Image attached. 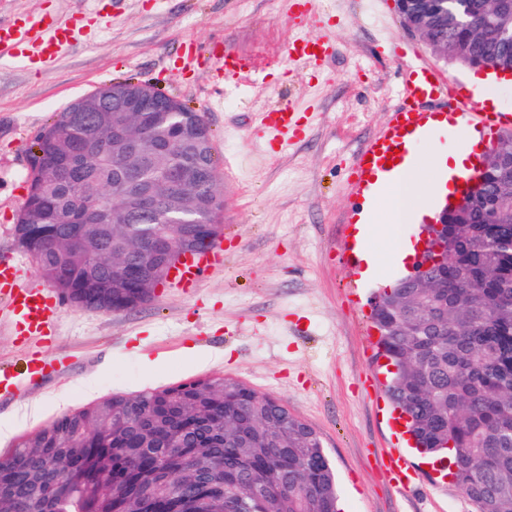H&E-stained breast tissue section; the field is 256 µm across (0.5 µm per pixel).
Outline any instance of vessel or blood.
Returning a JSON list of instances; mask_svg holds the SVG:
<instances>
[{
  "label": "vessel or blood",
  "mask_w": 512,
  "mask_h": 512,
  "mask_svg": "<svg viewBox=\"0 0 512 512\" xmlns=\"http://www.w3.org/2000/svg\"><path fill=\"white\" fill-rule=\"evenodd\" d=\"M64 30H55L48 38H41L36 28H17L0 25V55L25 53L35 48L42 57L52 56L58 44L65 40ZM410 73L402 90L404 102L387 112L386 120L379 133L367 141L358 154L356 171L349 181L352 199H361L366 191L364 182L374 163L380 162L391 145L401 143L408 127H422L436 117L443 109H451L453 117L464 126L484 129L488 126L512 128L511 112L483 111L479 100L471 94L451 96L445 73L433 66L419 53H412ZM224 263V245L216 243L210 250L200 253L184 262L176 272L177 287H196L200 278L209 270ZM17 272L13 266H0V296L7 298L20 329L30 335L46 333L55 313L49 297L33 288L16 285ZM389 470L396 477L399 489H408L412 473L410 460L401 449L391 450Z\"/></svg>",
  "instance_id": "b4317fda"
}]
</instances>
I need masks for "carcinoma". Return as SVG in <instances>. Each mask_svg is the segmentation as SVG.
<instances>
[{
  "label": "carcinoma",
  "instance_id": "1",
  "mask_svg": "<svg viewBox=\"0 0 512 512\" xmlns=\"http://www.w3.org/2000/svg\"><path fill=\"white\" fill-rule=\"evenodd\" d=\"M453 28L431 37L448 59L468 67L512 62V14L465 0ZM88 138L103 151L81 154L68 113L39 131V169L16 231L40 254L41 274L66 301L92 287L112 289V303L132 309L153 283L129 288L114 269L135 264L140 247L128 223L146 186L138 169L176 161L199 168L192 184L153 192L175 208H217L192 224L201 245L223 223L220 165L209 144L199 150L149 140L150 126L130 117L128 150L114 144L110 114L88 116ZM502 186L499 171L480 193ZM466 223L448 225V287L392 288L373 304L376 357L396 367L386 394L406 415L424 452L458 460L453 481L476 512H512V210L461 209ZM185 225L165 224L153 244L180 246ZM98 281H84L88 254ZM0 462V512H339L336 475L316 432L279 399L224 376L198 378L136 394H113L60 416Z\"/></svg>",
  "mask_w": 512,
  "mask_h": 512
}]
</instances>
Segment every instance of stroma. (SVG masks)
Instances as JSON below:
<instances>
[{
	"label": "stroma",
	"instance_id": "1",
	"mask_svg": "<svg viewBox=\"0 0 512 512\" xmlns=\"http://www.w3.org/2000/svg\"><path fill=\"white\" fill-rule=\"evenodd\" d=\"M20 17L75 33L48 63L0 57V263L41 280L14 233L38 131L73 99L135 81L206 116L224 183V265L131 311L60 302L45 338L18 334L0 301V370L13 376L0 389V455L109 395L223 374L280 399L317 433L341 512H476L423 459L420 492L386 475L398 440L384 393L365 386L370 304L403 272L384 263L364 279L336 258L354 233L343 216L358 152L403 102L400 53L431 58L458 94L468 68L432 57L393 0H125L118 11L111 0H0V23ZM319 30L332 38L324 60L284 57L288 42ZM228 50L245 55L244 73L218 75ZM286 103L298 113L276 138L263 118ZM190 347L201 361L185 358Z\"/></svg>",
	"mask_w": 512,
	"mask_h": 512
}]
</instances>
